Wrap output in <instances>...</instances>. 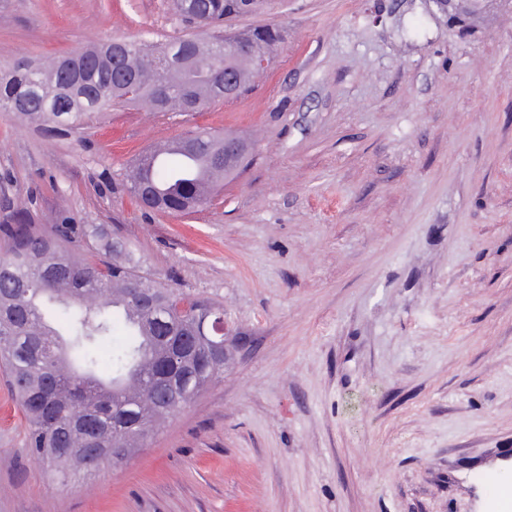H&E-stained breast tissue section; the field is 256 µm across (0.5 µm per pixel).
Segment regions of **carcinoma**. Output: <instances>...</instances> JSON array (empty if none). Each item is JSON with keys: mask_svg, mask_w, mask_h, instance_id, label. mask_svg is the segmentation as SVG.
Returning a JSON list of instances; mask_svg holds the SVG:
<instances>
[{"mask_svg": "<svg viewBox=\"0 0 512 512\" xmlns=\"http://www.w3.org/2000/svg\"><path fill=\"white\" fill-rule=\"evenodd\" d=\"M245 0H199L197 18L183 20L191 32L178 38L193 58L181 73L164 74L155 64L169 44L131 41L114 74L110 39L50 61H19L0 72V107L19 120L69 133L82 120L117 103H140L158 112H193L224 99L220 63L210 47L224 42V13ZM272 55L275 29L235 33ZM232 68L249 91L255 71L245 59ZM46 77V94L61 112L32 92V77ZM182 155L201 159L214 175L207 194L184 182L173 192L180 161L135 167L129 190L162 211L192 213L205 205L224 179L216 143L202 131L180 138ZM0 367L28 423V451L45 462L46 477L66 484L116 458H128L147 435L224 373L215 349L224 338L213 323L224 308L187 298L122 260L126 243L107 249L112 262L87 261L76 247L86 226L64 216L50 231L18 210L0 223ZM123 333L111 349L112 333Z\"/></svg>", "mask_w": 512, "mask_h": 512, "instance_id": "1", "label": "carcinoma"}]
</instances>
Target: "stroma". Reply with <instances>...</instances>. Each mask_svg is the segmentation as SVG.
Listing matches in <instances>:
<instances>
[{"label": "stroma", "mask_w": 512, "mask_h": 512, "mask_svg": "<svg viewBox=\"0 0 512 512\" xmlns=\"http://www.w3.org/2000/svg\"><path fill=\"white\" fill-rule=\"evenodd\" d=\"M282 40L251 91L115 105L74 134L0 109V220L27 207L126 242L224 308V374L117 466L49 483L0 370V512H494L512 471V5L260 0ZM170 0H0V66L170 42ZM253 140L198 212L143 208L140 154Z\"/></svg>", "instance_id": "obj_1"}]
</instances>
